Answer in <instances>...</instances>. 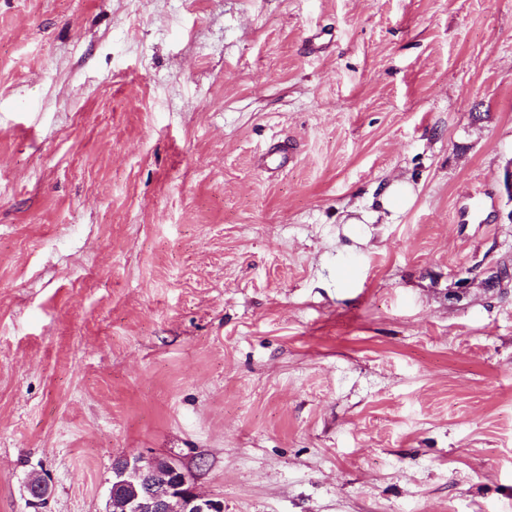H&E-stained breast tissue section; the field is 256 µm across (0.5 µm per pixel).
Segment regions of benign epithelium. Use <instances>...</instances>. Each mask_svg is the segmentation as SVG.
<instances>
[{"mask_svg": "<svg viewBox=\"0 0 512 512\" xmlns=\"http://www.w3.org/2000/svg\"><path fill=\"white\" fill-rule=\"evenodd\" d=\"M136 483L145 495H134L120 503L121 512H224V501L197 492L176 460L145 455L124 456L113 465L114 489Z\"/></svg>", "mask_w": 512, "mask_h": 512, "instance_id": "7a95c632", "label": "benign epithelium"}]
</instances>
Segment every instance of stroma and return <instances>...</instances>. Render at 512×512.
Segmentation results:
<instances>
[{
	"label": "stroma",
	"instance_id": "obj_1",
	"mask_svg": "<svg viewBox=\"0 0 512 512\" xmlns=\"http://www.w3.org/2000/svg\"><path fill=\"white\" fill-rule=\"evenodd\" d=\"M511 164L512 0H0V512H512ZM113 465L112 487L141 484L145 495L126 497L119 512H224V501L218 497L197 492L190 478L176 460L134 455L124 456ZM164 472L168 487L164 493L154 492L153 480ZM114 486V487H113Z\"/></svg>",
	"mask_w": 512,
	"mask_h": 512
}]
</instances>
